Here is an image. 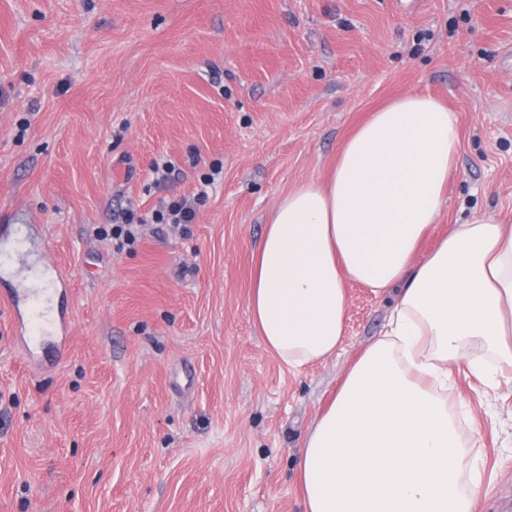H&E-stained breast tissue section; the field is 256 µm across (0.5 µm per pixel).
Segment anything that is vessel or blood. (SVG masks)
Here are the masks:
<instances>
[{
    "label": "vessel or blood",
    "instance_id": "vessel-or-blood-1",
    "mask_svg": "<svg viewBox=\"0 0 512 512\" xmlns=\"http://www.w3.org/2000/svg\"><path fill=\"white\" fill-rule=\"evenodd\" d=\"M0 304L12 309L16 337L39 343L41 334L60 339L69 333L66 316L56 311L48 288H11L0 296Z\"/></svg>",
    "mask_w": 512,
    "mask_h": 512
}]
</instances>
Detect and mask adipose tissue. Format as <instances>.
<instances>
[{
    "label": "adipose tissue",
    "mask_w": 512,
    "mask_h": 512,
    "mask_svg": "<svg viewBox=\"0 0 512 512\" xmlns=\"http://www.w3.org/2000/svg\"><path fill=\"white\" fill-rule=\"evenodd\" d=\"M459 145L454 112L399 97L346 140L327 181L288 192L266 226L248 310L289 370L336 355L347 283L392 299L305 436L304 512H474L479 450L461 438L451 377L512 384V226L478 214L420 254Z\"/></svg>",
    "instance_id": "adipose-tissue-1"
}]
</instances>
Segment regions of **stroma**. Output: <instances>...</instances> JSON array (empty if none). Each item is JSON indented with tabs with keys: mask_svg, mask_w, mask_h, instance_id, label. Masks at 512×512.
I'll list each match as a JSON object with an SVG mask.
<instances>
[{
	"mask_svg": "<svg viewBox=\"0 0 512 512\" xmlns=\"http://www.w3.org/2000/svg\"><path fill=\"white\" fill-rule=\"evenodd\" d=\"M410 92L460 132L425 247L475 212L512 225V0H0V283L46 287L52 260L69 320L41 365L0 307V512H304V438L390 301L349 284L336 357L288 371L249 316L253 255ZM172 195L200 198L187 228L150 221ZM128 209L135 245L97 236ZM455 380L477 512H512V390Z\"/></svg>",
	"mask_w": 512,
	"mask_h": 512,
	"instance_id": "35a3bbf8",
	"label": "stroma"
}]
</instances>
